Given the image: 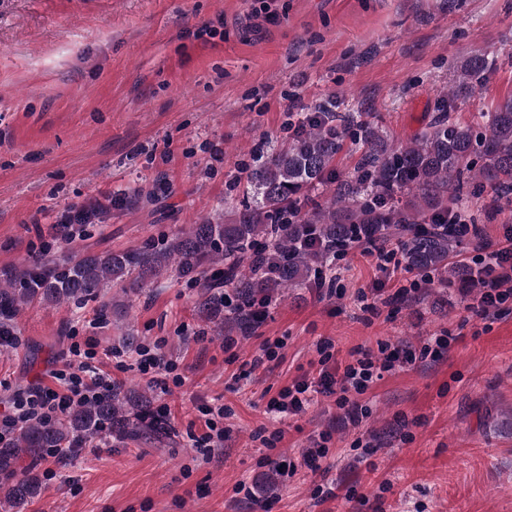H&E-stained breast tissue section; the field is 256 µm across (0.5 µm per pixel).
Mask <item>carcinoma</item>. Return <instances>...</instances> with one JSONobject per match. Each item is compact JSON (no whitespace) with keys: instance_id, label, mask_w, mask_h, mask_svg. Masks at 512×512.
<instances>
[{"instance_id":"carcinoma-1","label":"carcinoma","mask_w":512,"mask_h":512,"mask_svg":"<svg viewBox=\"0 0 512 512\" xmlns=\"http://www.w3.org/2000/svg\"><path fill=\"white\" fill-rule=\"evenodd\" d=\"M487 69L483 55L471 56L439 115L409 144H392L374 122L357 124L363 159L343 178L336 177L333 163L348 127L330 112L303 116L292 144L253 158L252 199L231 207L224 223L196 224L159 251L92 254L74 262L42 253L28 261L23 278L5 274L0 317L10 321L35 299L83 304L114 281L142 288L173 268L204 274L208 267L215 272L200 287L230 288L229 310L236 314L260 296L308 287L331 263V247L360 236L384 244L397 239L403 262L442 288L453 278L477 280L471 270L448 265L457 239L442 225L448 223V201L474 188L512 192V98L489 113L480 132L452 116L456 99L473 93ZM316 185L331 188V197L310 205L304 192ZM228 297L210 295L203 310H219ZM114 423L131 436L141 433L118 398L82 406L63 420L34 421L11 446L0 448V471L11 470L25 452L56 448ZM39 491L35 481H20L5 490L4 502L15 507Z\"/></svg>"}]
</instances>
